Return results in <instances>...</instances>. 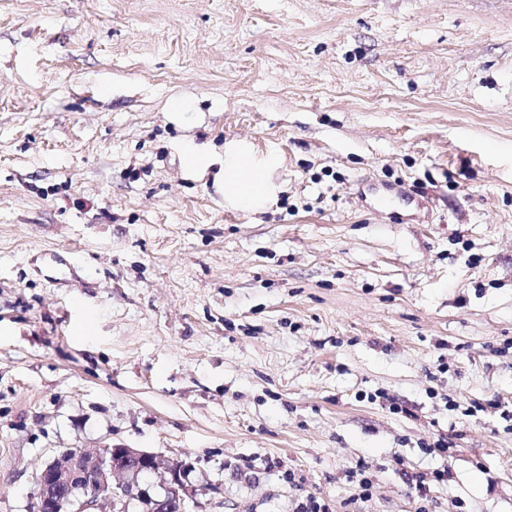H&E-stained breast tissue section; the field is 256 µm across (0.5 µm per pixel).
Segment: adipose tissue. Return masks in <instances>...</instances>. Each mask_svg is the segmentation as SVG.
I'll use <instances>...</instances> for the list:
<instances>
[{
	"label": "adipose tissue",
	"instance_id": "adipose-tissue-1",
	"mask_svg": "<svg viewBox=\"0 0 512 512\" xmlns=\"http://www.w3.org/2000/svg\"><path fill=\"white\" fill-rule=\"evenodd\" d=\"M267 163L253 160L241 147L224 154L225 199L238 207L258 211L264 208L273 187L266 180Z\"/></svg>",
	"mask_w": 512,
	"mask_h": 512
}]
</instances>
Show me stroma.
I'll use <instances>...</instances> for the list:
<instances>
[{
    "label": "stroma",
    "instance_id": "1",
    "mask_svg": "<svg viewBox=\"0 0 512 512\" xmlns=\"http://www.w3.org/2000/svg\"><path fill=\"white\" fill-rule=\"evenodd\" d=\"M106 445L197 512H512V0H0V512ZM268 167L267 162L254 161L243 147L224 152V199L244 209H263L273 192L264 174Z\"/></svg>",
    "mask_w": 512,
    "mask_h": 512
}]
</instances>
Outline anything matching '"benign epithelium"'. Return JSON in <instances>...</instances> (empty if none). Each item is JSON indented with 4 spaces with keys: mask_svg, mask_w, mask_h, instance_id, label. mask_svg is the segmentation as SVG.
I'll list each match as a JSON object with an SVG mask.
<instances>
[{
    "mask_svg": "<svg viewBox=\"0 0 512 512\" xmlns=\"http://www.w3.org/2000/svg\"><path fill=\"white\" fill-rule=\"evenodd\" d=\"M190 464L138 448H67L37 476L33 512H188L199 488Z\"/></svg>",
    "mask_w": 512,
    "mask_h": 512,
    "instance_id": "obj_1",
    "label": "benign epithelium"
}]
</instances>
